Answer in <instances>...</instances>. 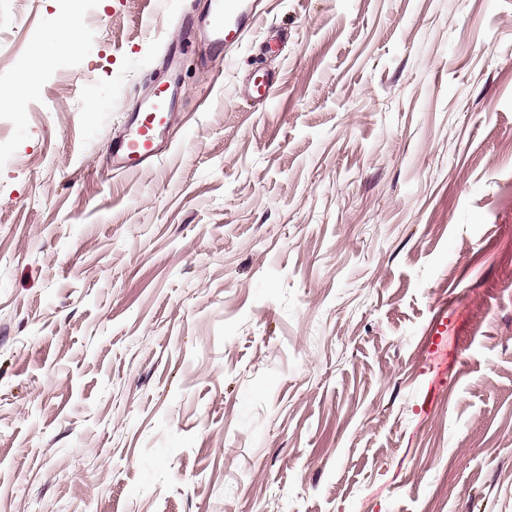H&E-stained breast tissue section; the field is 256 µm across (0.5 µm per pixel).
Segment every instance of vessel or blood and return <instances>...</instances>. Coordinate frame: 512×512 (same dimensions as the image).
Returning a JSON list of instances; mask_svg holds the SVG:
<instances>
[{
	"instance_id": "1",
	"label": "vessel or blood",
	"mask_w": 512,
	"mask_h": 512,
	"mask_svg": "<svg viewBox=\"0 0 512 512\" xmlns=\"http://www.w3.org/2000/svg\"><path fill=\"white\" fill-rule=\"evenodd\" d=\"M257 0H209L208 37L218 49L231 51L246 39L257 13ZM177 100L173 90L156 88L134 109L125 134L113 140L112 160L122 171H137L151 164Z\"/></svg>"
}]
</instances>
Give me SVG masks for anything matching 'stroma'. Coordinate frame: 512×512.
<instances>
[{
    "label": "stroma",
    "mask_w": 512,
    "mask_h": 512,
    "mask_svg": "<svg viewBox=\"0 0 512 512\" xmlns=\"http://www.w3.org/2000/svg\"><path fill=\"white\" fill-rule=\"evenodd\" d=\"M205 8L0 0V512H512V0ZM257 0H210L208 38L225 55L246 39L258 8ZM177 100L170 87L153 91L134 109L125 134L112 141L109 150L118 169L137 171L151 164L159 153L158 144L169 119V111Z\"/></svg>",
    "instance_id": "obj_1"
}]
</instances>
